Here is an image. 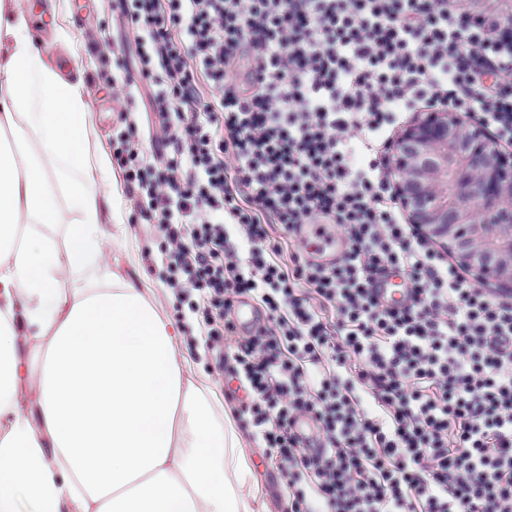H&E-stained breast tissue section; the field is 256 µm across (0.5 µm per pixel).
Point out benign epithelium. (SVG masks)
<instances>
[{
  "label": "benign epithelium",
  "instance_id": "1",
  "mask_svg": "<svg viewBox=\"0 0 512 512\" xmlns=\"http://www.w3.org/2000/svg\"><path fill=\"white\" fill-rule=\"evenodd\" d=\"M387 170L408 223L476 282L512 292V152L496 133L429 107L401 130Z\"/></svg>",
  "mask_w": 512,
  "mask_h": 512
}]
</instances>
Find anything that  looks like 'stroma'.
Returning <instances> with one entry per match:
<instances>
[{
  "instance_id": "stroma-1",
  "label": "stroma",
  "mask_w": 512,
  "mask_h": 512,
  "mask_svg": "<svg viewBox=\"0 0 512 512\" xmlns=\"http://www.w3.org/2000/svg\"><path fill=\"white\" fill-rule=\"evenodd\" d=\"M43 12L30 19L33 38L52 43L55 64L65 78L82 81L90 111L86 119V138L91 155L111 154L112 142L121 129L120 113L126 107L145 112L147 95H139L134 104H127L124 93L112 87V74L118 58L127 56L134 46L131 28L120 24L117 0H41ZM71 35L69 41L56 39L58 31ZM101 224L105 235L117 234L115 212L125 219L126 238L123 245L108 246L102 261L104 268L119 269L123 275L142 278L152 288L162 314L176 316L178 300L167 289L160 262L163 243L154 225L136 219L132 203L123 191L122 175L109 169L98 178ZM182 350L193 362L194 381L221 394L226 408L238 406L244 390L232 381V360H219L217 355L198 353L191 339H184ZM244 446L254 474L262 490L269 512H284L285 491L278 471L270 464L263 448L245 437Z\"/></svg>"
}]
</instances>
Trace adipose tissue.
Wrapping results in <instances>:
<instances>
[{
	"mask_svg": "<svg viewBox=\"0 0 512 512\" xmlns=\"http://www.w3.org/2000/svg\"><path fill=\"white\" fill-rule=\"evenodd\" d=\"M0 512H266L222 401L188 378L180 331L138 280L99 263L107 244L83 138V86L37 46L18 0H0ZM69 174V209L46 163ZM23 224H64L66 248L22 240ZM70 288H62V279ZM31 379L35 397L21 407Z\"/></svg>",
	"mask_w": 512,
	"mask_h": 512,
	"instance_id": "adipose-tissue-1",
	"label": "adipose tissue"
}]
</instances>
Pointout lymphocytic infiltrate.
<instances>
[{"label": "lymphocytic infiltrate", "instance_id": "obj_1", "mask_svg": "<svg viewBox=\"0 0 512 512\" xmlns=\"http://www.w3.org/2000/svg\"><path fill=\"white\" fill-rule=\"evenodd\" d=\"M121 18L155 132L123 111L113 156L167 287L251 394L238 416L288 512H512V294L405 222L384 165L422 106L512 142V0H122ZM305 224L344 255L315 261ZM243 296L265 314L246 334Z\"/></svg>", "mask_w": 512, "mask_h": 512}]
</instances>
